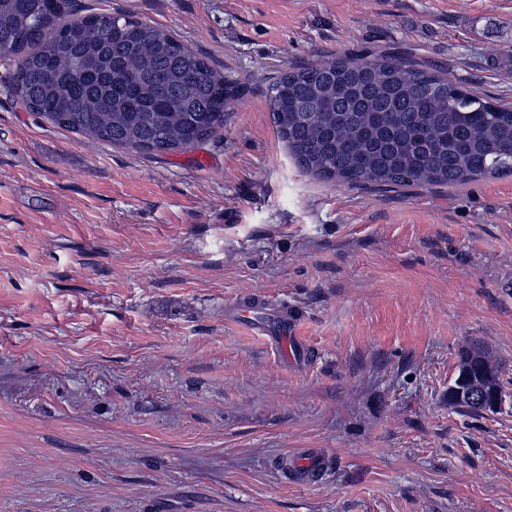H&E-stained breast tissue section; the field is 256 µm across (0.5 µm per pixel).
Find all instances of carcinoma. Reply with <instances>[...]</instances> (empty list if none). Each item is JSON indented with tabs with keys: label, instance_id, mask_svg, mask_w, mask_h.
I'll list each match as a JSON object with an SVG mask.
<instances>
[{
	"label": "carcinoma",
	"instance_id": "carcinoma-1",
	"mask_svg": "<svg viewBox=\"0 0 512 512\" xmlns=\"http://www.w3.org/2000/svg\"><path fill=\"white\" fill-rule=\"evenodd\" d=\"M18 59L15 91L49 123L160 155L224 128L246 91L170 33L77 0H0V58ZM272 121L303 173L350 186H456L512 174V107L440 68L340 56L269 83ZM483 373L508 395L502 368Z\"/></svg>",
	"mask_w": 512,
	"mask_h": 512
}]
</instances>
